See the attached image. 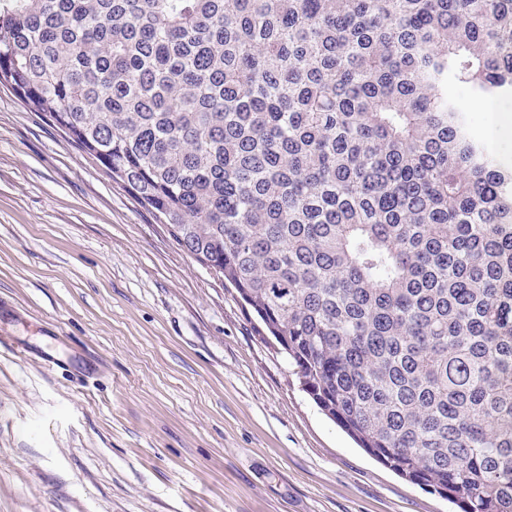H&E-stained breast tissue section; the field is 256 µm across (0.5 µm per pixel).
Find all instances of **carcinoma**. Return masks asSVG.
I'll return each instance as SVG.
<instances>
[{
	"label": "carcinoma",
	"instance_id": "carcinoma-1",
	"mask_svg": "<svg viewBox=\"0 0 512 512\" xmlns=\"http://www.w3.org/2000/svg\"><path fill=\"white\" fill-rule=\"evenodd\" d=\"M0 85L236 288L312 400L512 512V0H0ZM457 102L477 119L475 132L506 163L512 164V133L502 130V122L512 119V98L492 102L476 101L461 89L450 88Z\"/></svg>",
	"mask_w": 512,
	"mask_h": 512
}]
</instances>
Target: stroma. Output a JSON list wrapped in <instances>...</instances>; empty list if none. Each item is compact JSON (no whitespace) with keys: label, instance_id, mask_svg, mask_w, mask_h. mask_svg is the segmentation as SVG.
<instances>
[{"label":"stroma","instance_id":"stroma-1","mask_svg":"<svg viewBox=\"0 0 512 512\" xmlns=\"http://www.w3.org/2000/svg\"><path fill=\"white\" fill-rule=\"evenodd\" d=\"M452 96L512 164V98ZM0 512H459L370 458L230 285L0 86Z\"/></svg>","mask_w":512,"mask_h":512}]
</instances>
